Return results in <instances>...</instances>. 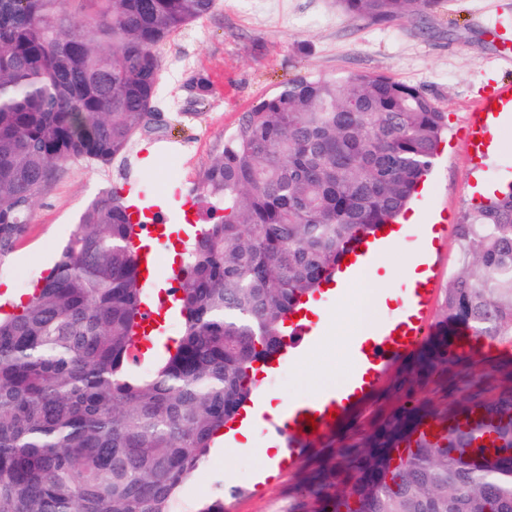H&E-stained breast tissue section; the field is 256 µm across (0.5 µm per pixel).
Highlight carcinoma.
Segmentation results:
<instances>
[{
	"mask_svg": "<svg viewBox=\"0 0 512 512\" xmlns=\"http://www.w3.org/2000/svg\"><path fill=\"white\" fill-rule=\"evenodd\" d=\"M0 0V258L59 168L128 152L157 100L155 47L213 0ZM442 0H338L353 19L422 21ZM448 113L385 74L300 76L258 101L194 192L210 223L185 244L180 335H141L155 292L140 275L118 192L85 207L53 269L0 305V512H171L179 488L250 400L289 315L330 281L362 234L405 214L438 156ZM446 321L512 338V184L457 225ZM448 354V331L428 371ZM477 429L412 438L397 412L373 445L312 484L297 512H512V389L476 391L441 421ZM495 446H482L481 431ZM493 454V468L473 463ZM349 488L336 497V478ZM219 491L199 512H224Z\"/></svg>",
	"mask_w": 512,
	"mask_h": 512,
	"instance_id": "carcinoma-1",
	"label": "carcinoma"
}]
</instances>
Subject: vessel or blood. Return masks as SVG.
<instances>
[{"instance_id": "1", "label": "vessel or blood", "mask_w": 512, "mask_h": 512, "mask_svg": "<svg viewBox=\"0 0 512 512\" xmlns=\"http://www.w3.org/2000/svg\"><path fill=\"white\" fill-rule=\"evenodd\" d=\"M134 215H146L148 222L142 229L141 238L135 245L141 255L145 281L156 282L160 251L170 222L168 198L159 192H146L138 179H131L123 187ZM394 225H386L372 234L362 236L349 251L345 265L347 273L339 280L338 297H345L357 273L372 266L375 259L391 248L395 239ZM423 279L415 287L406 289L391 320L376 329L373 338L357 342L352 349L354 368L345 386L336 396L305 398L290 401L283 423L270 426L284 442L287 464H294L309 449L310 440L317 435H327L340 424L346 415L357 408L379 386L385 374L397 363L417 349L426 328V316L435 299V278L427 277L430 255L422 253ZM317 338V329L308 323L306 313L288 320V336L278 356L289 360L300 356L307 345Z\"/></svg>"}]
</instances>
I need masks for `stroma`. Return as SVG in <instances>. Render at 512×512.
<instances>
[{
	"label": "stroma",
	"mask_w": 512,
	"mask_h": 512,
	"mask_svg": "<svg viewBox=\"0 0 512 512\" xmlns=\"http://www.w3.org/2000/svg\"><path fill=\"white\" fill-rule=\"evenodd\" d=\"M512 40V0H446L425 23L403 19L373 23L348 17L336 0H215L209 14L185 26L156 54L160 79L156 110L160 130L138 135L134 143L151 145L153 166H144L134 151L108 165L84 161L65 165L38 202L26 232L13 251L0 259V296L28 298L53 267L58 249L70 236L87 204L99 193L120 186L136 170L148 187L169 184L193 190L217 157L224 140L244 112L300 75L348 77L385 74L425 89L448 114V135L422 192L411 205L421 223L440 225L441 247L434 256L438 288L430 328L445 319V291L459 267L456 228L472 202L469 185L484 181L498 187L512 183V119L498 131L505 148L475 164L467 132L471 112L501 81H512V64L497 56ZM209 86L201 93L199 83ZM420 241L408 237L388 257L387 267L368 273L333 309L334 336L302 359L258 373L257 387L280 402L303 399L315 386L351 369L347 347L335 335L344 331L343 314L368 308L373 323L387 321L391 310L382 297H366L369 283L390 276V291L407 286L404 266ZM428 353L395 365L362 411L354 413L292 469L267 467L259 448L271 441L265 427L254 433L251 449L225 454L212 449L195 476L178 491L173 512H198L218 488L241 493L224 500L226 512H293L303 488L319 465L336 457L344 444L362 442L375 422L399 409L407 395L429 404L423 421L456 410L474 384L499 391L512 388V340L481 341L464 368L427 373Z\"/></svg>",
	"instance_id": "obj_1"
}]
</instances>
